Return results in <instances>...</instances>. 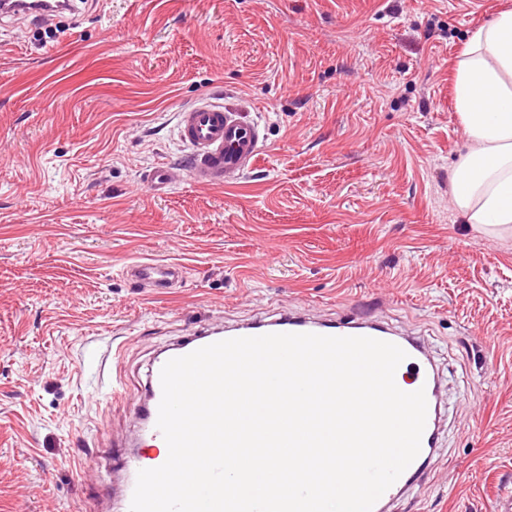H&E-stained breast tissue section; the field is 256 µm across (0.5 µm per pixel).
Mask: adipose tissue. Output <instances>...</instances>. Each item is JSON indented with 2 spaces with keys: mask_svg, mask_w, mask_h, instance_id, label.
<instances>
[{
  "mask_svg": "<svg viewBox=\"0 0 512 512\" xmlns=\"http://www.w3.org/2000/svg\"><path fill=\"white\" fill-rule=\"evenodd\" d=\"M455 108L465 132L452 199L467 223L512 228V10L473 30L455 63Z\"/></svg>",
  "mask_w": 512,
  "mask_h": 512,
  "instance_id": "ef3b65f1",
  "label": "adipose tissue"
}]
</instances>
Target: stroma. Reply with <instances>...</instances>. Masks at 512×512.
Returning a JSON list of instances; mask_svg holds the SVG:
<instances>
[{
	"label": "stroma",
	"instance_id": "35a3bbf8",
	"mask_svg": "<svg viewBox=\"0 0 512 512\" xmlns=\"http://www.w3.org/2000/svg\"><path fill=\"white\" fill-rule=\"evenodd\" d=\"M512 0H88L0 22V512H118L156 356L282 310L424 341L437 460L389 512L512 495V236L450 177L452 70ZM257 121L234 184L191 183L177 114ZM170 168L164 194L145 177ZM177 264L143 288L138 261ZM120 377L123 397L106 393ZM127 273L145 288H171L179 278L177 267L161 263L135 262Z\"/></svg>",
	"mask_w": 512,
	"mask_h": 512
}]
</instances>
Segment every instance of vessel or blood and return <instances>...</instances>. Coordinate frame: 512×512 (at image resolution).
I'll return each instance as SVG.
<instances>
[{
	"instance_id": "vessel-or-blood-1",
	"label": "vessel or blood",
	"mask_w": 512,
	"mask_h": 512,
	"mask_svg": "<svg viewBox=\"0 0 512 512\" xmlns=\"http://www.w3.org/2000/svg\"><path fill=\"white\" fill-rule=\"evenodd\" d=\"M75 0H0V15H31L45 18L63 12L65 5ZM181 139L191 148L186 173L190 181L207 186H222L252 169L264 150L259 124L243 113L206 101L183 109L178 114ZM129 276L147 288H169L179 278L177 267L161 263L136 262L128 268ZM269 333H314L327 336H365L387 341L401 347L407 354L399 365L395 377L407 382L408 391L424 390L427 417L417 457L375 503L372 512H383L386 501L391 500L412 485L424 465L436 455L438 422L440 415V389L438 376L427 358L420 341L413 337L397 336L372 323L368 318H353L334 325L283 312L267 321L248 323L231 330V337H253ZM216 333L206 331L188 341L167 349L154 360L147 379L146 400L140 410L143 427L137 435L136 451L126 457L125 468L130 475L139 470L156 468L164 459L153 454L154 444L162 442L157 427L159 404L162 398L160 373L166 361L187 355L201 347L217 342Z\"/></svg>"
}]
</instances>
